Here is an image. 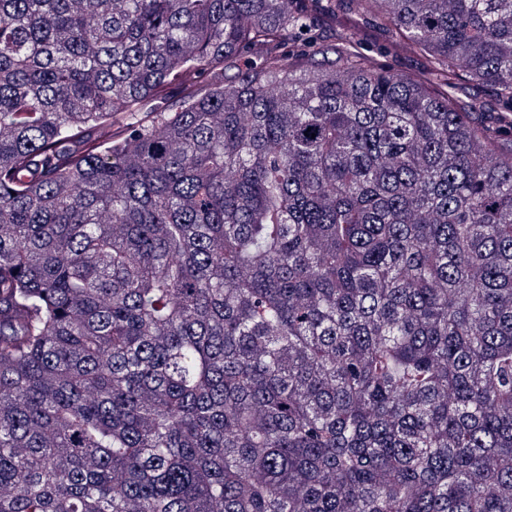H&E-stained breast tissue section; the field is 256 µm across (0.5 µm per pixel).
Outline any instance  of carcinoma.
Returning <instances> with one entry per match:
<instances>
[{"mask_svg": "<svg viewBox=\"0 0 512 512\" xmlns=\"http://www.w3.org/2000/svg\"><path fill=\"white\" fill-rule=\"evenodd\" d=\"M508 134L512 0H0V512H512ZM328 24V26H336V28L355 26L358 29L360 37L368 47V66L370 69L386 67L394 73L411 76L421 66V59L414 54L403 51L385 53L383 46L388 42L389 34L372 24L367 16L359 18L350 12L339 11L336 12V16Z\"/></svg>", "mask_w": 512, "mask_h": 512, "instance_id": "cac0c4a2", "label": "carcinoma"}]
</instances>
